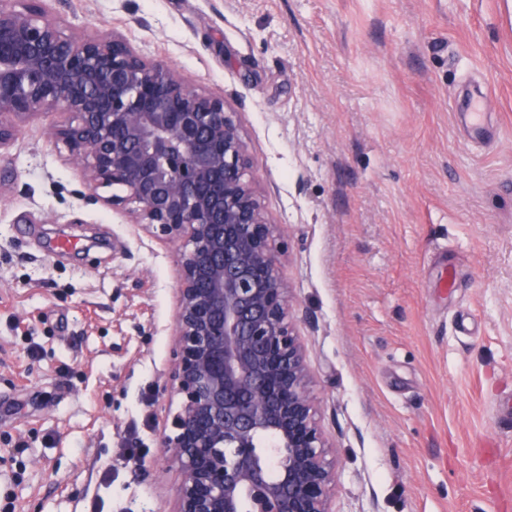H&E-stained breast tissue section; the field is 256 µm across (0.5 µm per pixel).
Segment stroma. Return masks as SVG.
<instances>
[{
  "label": "stroma",
  "instance_id": "obj_1",
  "mask_svg": "<svg viewBox=\"0 0 512 512\" xmlns=\"http://www.w3.org/2000/svg\"><path fill=\"white\" fill-rule=\"evenodd\" d=\"M44 8L235 112L310 318L336 512H512V0ZM481 85L479 137L456 113ZM52 122L0 149V512H174L175 247L83 199Z\"/></svg>",
  "mask_w": 512,
  "mask_h": 512
}]
</instances>
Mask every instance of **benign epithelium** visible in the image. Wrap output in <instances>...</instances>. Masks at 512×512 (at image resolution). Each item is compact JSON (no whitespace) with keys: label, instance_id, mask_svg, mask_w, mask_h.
<instances>
[{"label":"benign epithelium","instance_id":"7a95c632","mask_svg":"<svg viewBox=\"0 0 512 512\" xmlns=\"http://www.w3.org/2000/svg\"><path fill=\"white\" fill-rule=\"evenodd\" d=\"M15 2L0 0V148L18 123L57 114L50 136L86 196L176 246L181 405L161 441L182 472L176 512H333L334 444L224 96L123 37L67 33L43 0Z\"/></svg>","mask_w":512,"mask_h":512}]
</instances>
